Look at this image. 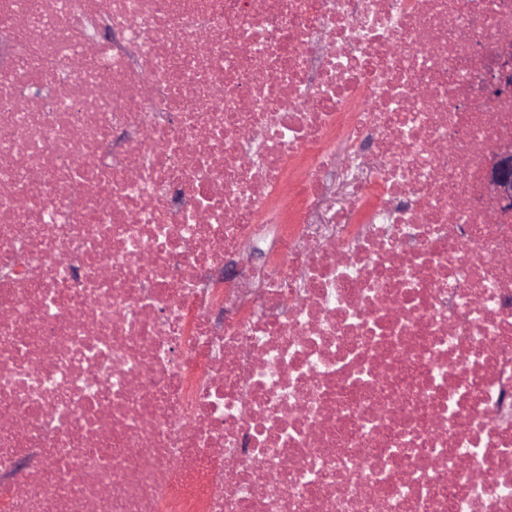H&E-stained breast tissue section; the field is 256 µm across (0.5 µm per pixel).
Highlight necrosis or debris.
<instances>
[{"label":"necrosis or debris","mask_w":512,"mask_h":512,"mask_svg":"<svg viewBox=\"0 0 512 512\" xmlns=\"http://www.w3.org/2000/svg\"><path fill=\"white\" fill-rule=\"evenodd\" d=\"M1 30L0 512H512V0H0ZM337 141L365 210L315 249ZM274 238L249 297L224 265ZM500 63L499 71L487 81V93L491 98L512 97V40L504 39L496 47ZM490 194L504 210L512 209V145H497L486 163Z\"/></svg>","instance_id":"necrosis-or-debris-1"}]
</instances>
